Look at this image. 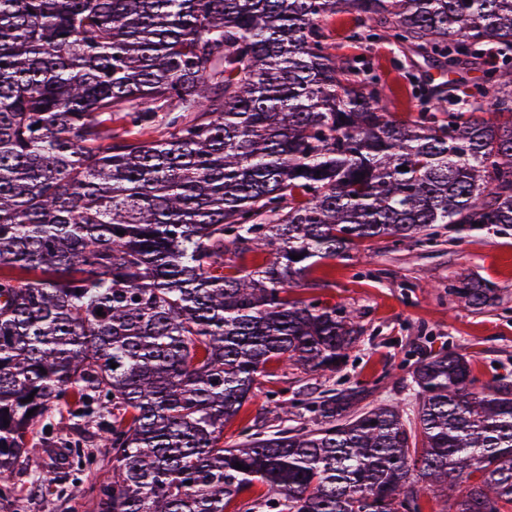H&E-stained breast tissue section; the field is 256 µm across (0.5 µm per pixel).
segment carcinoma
Returning a JSON list of instances; mask_svg holds the SVG:
<instances>
[{"instance_id":"obj_1","label":"carcinoma","mask_w":512,"mask_h":512,"mask_svg":"<svg viewBox=\"0 0 512 512\" xmlns=\"http://www.w3.org/2000/svg\"><path fill=\"white\" fill-rule=\"evenodd\" d=\"M353 12L359 44L501 66L464 110L401 115L332 52ZM434 224L512 225V0H0V501L42 478L28 438L68 406L112 454L70 512H225L256 484L247 512H423L434 488L442 512H512V381L450 350L413 371L412 424L355 385L312 429L224 446L268 364L333 371L360 342L293 288Z\"/></svg>"}]
</instances>
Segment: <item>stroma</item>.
Listing matches in <instances>:
<instances>
[{"mask_svg": "<svg viewBox=\"0 0 512 512\" xmlns=\"http://www.w3.org/2000/svg\"><path fill=\"white\" fill-rule=\"evenodd\" d=\"M369 56L398 112L419 103L420 87L442 80L431 61L402 54L383 40L372 45ZM463 275L494 287V303L481 310L458 304L448 290ZM293 295L354 312L361 342L332 373L277 367L275 387L282 398L292 399L301 391L315 399L333 389L363 385L372 389L373 402L399 404L411 422L416 415L412 372L428 354L446 348L466 354L481 382L512 380V226L437 224L415 240L384 239L323 260ZM55 419L58 434L37 440L31 450L43 482L20 473L15 498L0 505V512H68L70 486L57 482V475L67 472L85 482L104 478L111 469L104 448H94L89 464L72 461L64 447L71 435L68 410L60 409ZM243 421L258 422L268 430L312 425L302 410L281 422L274 403L262 393L244 407L239 421L225 426L226 443L237 442Z\"/></svg>", "mask_w": 512, "mask_h": 512, "instance_id": "obj_1", "label": "stroma"}]
</instances>
